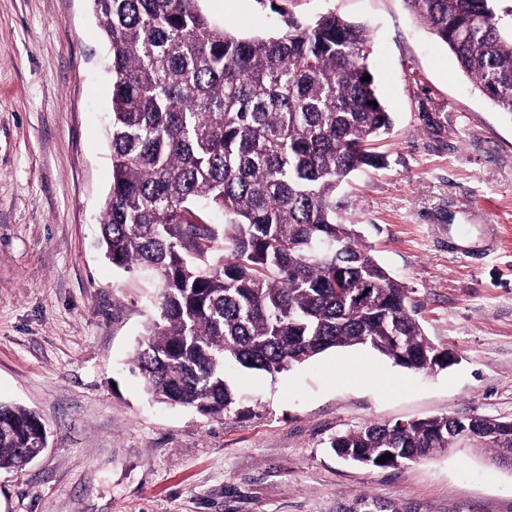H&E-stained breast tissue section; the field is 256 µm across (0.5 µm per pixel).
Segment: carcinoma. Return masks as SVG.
<instances>
[{"mask_svg": "<svg viewBox=\"0 0 512 512\" xmlns=\"http://www.w3.org/2000/svg\"><path fill=\"white\" fill-rule=\"evenodd\" d=\"M91 2L112 80L102 238L114 267L150 272L160 288L133 358L145 392L222 420L236 406L228 365L273 378L365 346L430 369L409 289L361 244L339 195L379 165L371 142L393 124L375 80H363L366 28L327 12L244 38L199 0ZM499 2L404 0L475 87L512 112V9L499 14ZM212 211L224 223H208ZM464 429L512 465V421L478 416L373 423L329 448L396 468L458 447ZM43 431L34 411L0 403V470L19 469Z\"/></svg>", "mask_w": 512, "mask_h": 512, "instance_id": "cac0c4a2", "label": "carcinoma"}]
</instances>
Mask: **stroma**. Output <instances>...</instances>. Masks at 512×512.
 <instances>
[{
    "instance_id": "obj_1",
    "label": "stroma",
    "mask_w": 512,
    "mask_h": 512,
    "mask_svg": "<svg viewBox=\"0 0 512 512\" xmlns=\"http://www.w3.org/2000/svg\"><path fill=\"white\" fill-rule=\"evenodd\" d=\"M369 31L394 117L383 167L343 190L372 255L457 360L415 372L367 348L269 377L227 375L223 420L153 402L131 371L155 281L112 267L100 221L112 184L107 43L90 0H0V403L35 410L48 445L0 471V512H512V467L471 448L396 469L339 459L336 434L431 416L512 421V115L499 112L404 0H284ZM238 36L282 28L272 0H201ZM452 224L496 249L449 251Z\"/></svg>"
}]
</instances>
